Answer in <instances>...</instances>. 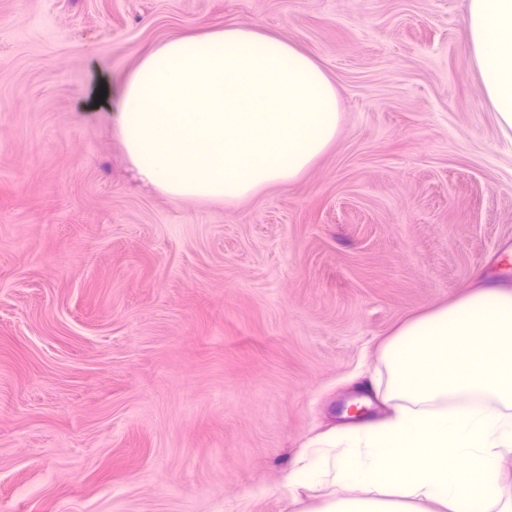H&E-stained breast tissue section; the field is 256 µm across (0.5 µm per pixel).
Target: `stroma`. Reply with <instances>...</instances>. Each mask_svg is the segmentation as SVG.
Masks as SVG:
<instances>
[{"label": "stroma", "mask_w": 512, "mask_h": 512, "mask_svg": "<svg viewBox=\"0 0 512 512\" xmlns=\"http://www.w3.org/2000/svg\"><path fill=\"white\" fill-rule=\"evenodd\" d=\"M465 0H0V512H312L284 476L379 346L512 284V135ZM274 29L339 96L300 179L144 186L86 103L189 31Z\"/></svg>", "instance_id": "1"}]
</instances>
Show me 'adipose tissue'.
<instances>
[{"label": "adipose tissue", "mask_w": 512, "mask_h": 512, "mask_svg": "<svg viewBox=\"0 0 512 512\" xmlns=\"http://www.w3.org/2000/svg\"><path fill=\"white\" fill-rule=\"evenodd\" d=\"M485 101L512 133V0H467ZM103 110L148 186L234 202L300 179L338 134V93L279 32L227 25L146 53ZM365 389L390 408L320 435L289 490L330 488L314 512H512V289L470 288L412 316L380 347Z\"/></svg>", "instance_id": "1"}]
</instances>
